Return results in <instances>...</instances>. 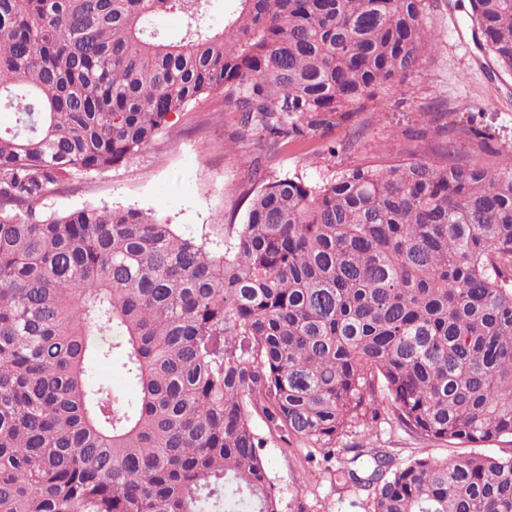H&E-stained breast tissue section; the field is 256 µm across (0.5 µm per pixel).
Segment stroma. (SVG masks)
<instances>
[{
    "instance_id": "stroma-1",
    "label": "stroma",
    "mask_w": 512,
    "mask_h": 512,
    "mask_svg": "<svg viewBox=\"0 0 512 512\" xmlns=\"http://www.w3.org/2000/svg\"><path fill=\"white\" fill-rule=\"evenodd\" d=\"M425 17L435 36L418 70L369 111L338 119L323 137H309L269 156L255 158L237 113L219 95L202 98L171 119L173 128L129 163L101 174L73 177L46 202L64 210L87 203L137 208L174 224L178 231L223 246L246 219L259 177L328 181L358 167L405 159L435 161L452 152L458 164L495 166L497 158L475 153L464 129L470 121L487 126L494 148L512 145V71L484 59L469 0H427ZM439 101L454 113V133L439 130L430 111ZM334 469L308 460L305 444L268 436L262 450L282 512H368V491L346 476L373 468L370 449L394 464L416 457L454 461L470 456H512V440L480 445L427 441L400 427L390 407L376 423L351 428L337 443Z\"/></svg>"
}]
</instances>
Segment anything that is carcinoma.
I'll return each instance as SVG.
<instances>
[{"mask_svg": "<svg viewBox=\"0 0 512 512\" xmlns=\"http://www.w3.org/2000/svg\"><path fill=\"white\" fill-rule=\"evenodd\" d=\"M206 2L0 0V512H282L253 415L328 462L381 391L426 440L512 438L508 150L263 178L221 251L134 208H44L212 94L258 155L323 135L434 41L425 0H238L221 28ZM470 6L511 70L512 0ZM115 358L133 398L95 380ZM372 459L348 471L371 512H512V456Z\"/></svg>", "mask_w": 512, "mask_h": 512, "instance_id": "obj_1", "label": "carcinoma"}]
</instances>
